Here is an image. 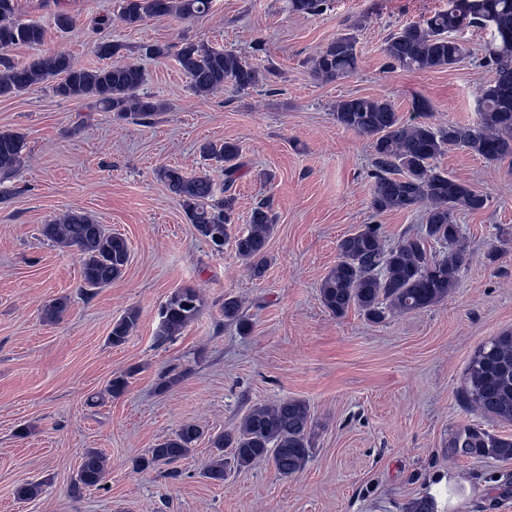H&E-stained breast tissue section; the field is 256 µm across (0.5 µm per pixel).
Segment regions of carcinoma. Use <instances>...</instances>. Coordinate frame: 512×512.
<instances>
[{"label": "carcinoma", "instance_id": "cac0c4a2", "mask_svg": "<svg viewBox=\"0 0 512 512\" xmlns=\"http://www.w3.org/2000/svg\"><path fill=\"white\" fill-rule=\"evenodd\" d=\"M16 0H0V51L16 45L36 47L45 31L15 17ZM210 0H122L119 19L127 26L147 19L175 18L191 21L205 15ZM292 11L316 15L327 8V0H290ZM488 26L492 41L489 60L492 77L478 92L479 119L475 125L448 123L437 127L427 121L430 105L414 103V117L405 122L392 104L382 98L350 96L336 103V123L371 140L376 171L371 203L378 212L424 209L425 226L416 235H406L388 244L377 224L341 239L339 257L319 284L323 306L336 317L354 308L371 322L389 315L408 314L445 300L458 286V273L467 262L464 236L455 214L478 212L489 202L486 195L458 179L440 172L434 162L446 147H463L488 162L512 156V0H448V8L402 26L385 42L384 54L390 69L429 71L451 68L466 55L456 33L471 26ZM356 37L341 34L312 58L314 78L333 82L355 72L358 63ZM181 70L190 79L192 92L206 98L229 82L236 90L257 86L264 75L231 51L216 50L203 43L185 42L176 52ZM50 79L53 93L64 99H91L94 104L139 126L151 124L160 104L140 93L145 82L142 68L131 62L114 61L96 69L77 66L65 52L38 54L17 65L0 57V97L12 96ZM24 136L0 130V176L14 174L24 162ZM202 156L224 172L223 189L236 180L242 163L239 144L207 143ZM159 178L179 201L198 235L215 251L232 245L237 257L250 267L253 276H263L267 244L274 231L270 201L259 200L245 230L231 233L224 201L216 199L210 176H187L177 167L163 166ZM42 236L60 249H73L81 259L82 288L88 293L104 288L124 273L129 262L125 238L108 231L88 214L70 210L61 219L45 224ZM444 246L439 252L430 243ZM65 297L55 298L42 308V318L55 323L68 310ZM202 300L197 289L174 291L160 310L156 340L163 344L184 331L200 315ZM224 322L238 331H250L241 302L224 298ZM138 313L126 312L113 325L110 342L119 346L136 328ZM131 372L110 381L107 393L122 396ZM460 403L482 415L512 422V330L492 338L475 352L466 371ZM315 424L306 403L286 399L274 405L249 409L232 430L209 438L213 448L202 476L224 481L228 466L237 470L271 458L277 475L289 478L305 467L311 453ZM203 436L194 423L177 431L150 450V457L137 461L145 469L171 464L188 456ZM455 443L463 448H481L496 458L512 459V438L494 437L466 428ZM230 456L224 457V449ZM107 473L106 456L91 448L82 455L77 484L99 487ZM406 512H435L428 494L411 499Z\"/></svg>", "mask_w": 512, "mask_h": 512}]
</instances>
